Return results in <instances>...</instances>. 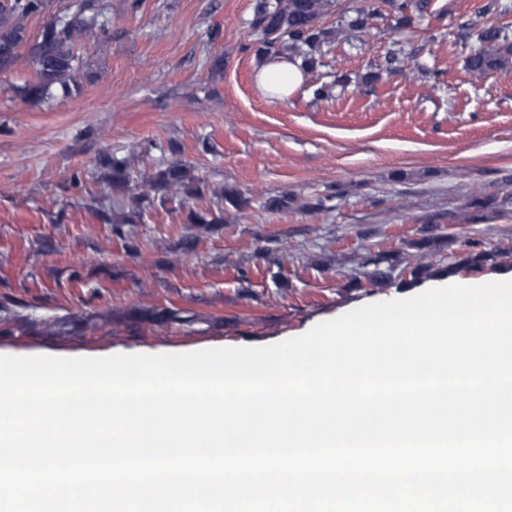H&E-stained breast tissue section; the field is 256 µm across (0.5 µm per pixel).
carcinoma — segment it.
Listing matches in <instances>:
<instances>
[{
  "instance_id": "1",
  "label": "carcinoma",
  "mask_w": 512,
  "mask_h": 512,
  "mask_svg": "<svg viewBox=\"0 0 512 512\" xmlns=\"http://www.w3.org/2000/svg\"><path fill=\"white\" fill-rule=\"evenodd\" d=\"M401 21L419 10L417 0H382ZM48 6V0H0V72L12 68L19 59V48L28 43L25 19ZM339 0H255L251 25L261 36L256 53L279 55L285 59L301 58V68L311 70L315 55L331 42L333 32L321 28L319 20L339 10ZM105 7L102 0H68L60 13L51 18L41 31L39 40L30 47L37 66V80L16 88L21 99L40 103L55 96L68 97L77 90L74 75L79 58L74 52L78 42L103 26ZM374 11L364 6L340 10V25L346 30L362 32L369 26ZM475 39V47L465 59L466 67L475 75L499 69L512 60V37L497 26H482L463 35ZM101 163L109 170L112 186L124 188L130 179V162L125 157L105 156ZM152 181L159 189L200 191L201 181L186 163L176 162L160 170ZM195 224H222L221 208L194 212ZM386 267H381V264ZM366 264L375 266L368 272L370 282L387 284L394 279L399 261L374 258Z\"/></svg>"
}]
</instances>
